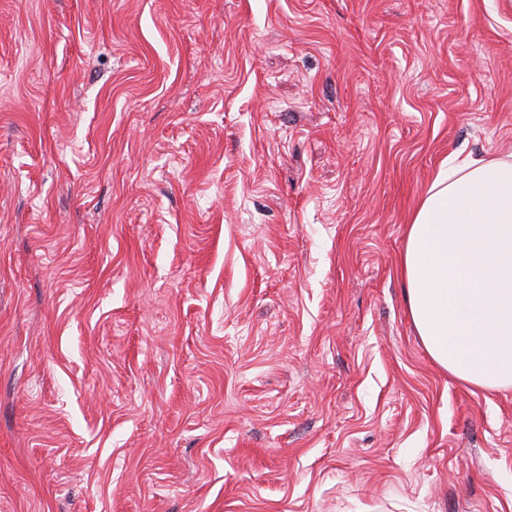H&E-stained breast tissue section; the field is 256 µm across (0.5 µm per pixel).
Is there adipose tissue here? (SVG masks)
Segmentation results:
<instances>
[{"mask_svg":"<svg viewBox=\"0 0 512 512\" xmlns=\"http://www.w3.org/2000/svg\"><path fill=\"white\" fill-rule=\"evenodd\" d=\"M409 315L432 360L487 391L512 386V155H450L408 226Z\"/></svg>","mask_w":512,"mask_h":512,"instance_id":"obj_1","label":"adipose tissue"}]
</instances>
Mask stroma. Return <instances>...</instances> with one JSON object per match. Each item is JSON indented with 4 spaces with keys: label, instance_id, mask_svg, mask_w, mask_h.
<instances>
[{
    "label": "stroma",
    "instance_id": "stroma-1",
    "mask_svg": "<svg viewBox=\"0 0 512 512\" xmlns=\"http://www.w3.org/2000/svg\"><path fill=\"white\" fill-rule=\"evenodd\" d=\"M512 154V0H0V512H512L406 227Z\"/></svg>",
    "mask_w": 512,
    "mask_h": 512
}]
</instances>
